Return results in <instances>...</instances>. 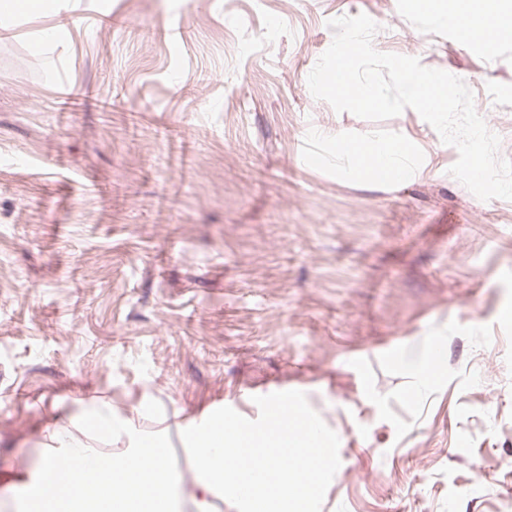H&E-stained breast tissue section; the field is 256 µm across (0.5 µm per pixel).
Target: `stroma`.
I'll use <instances>...</instances> for the list:
<instances>
[{
    "mask_svg": "<svg viewBox=\"0 0 512 512\" xmlns=\"http://www.w3.org/2000/svg\"><path fill=\"white\" fill-rule=\"evenodd\" d=\"M64 3L61 45L27 40L54 16L0 31V474L62 409L150 395L230 423L285 393L335 438L313 512H512V201L451 176L415 110L362 119L307 84L328 20L367 14L378 51L461 78L512 159V39L411 0ZM336 135L428 159L370 186ZM435 339L420 389L401 364Z\"/></svg>",
    "mask_w": 512,
    "mask_h": 512,
    "instance_id": "35a3bbf8",
    "label": "stroma"
}]
</instances>
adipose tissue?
Segmentation results:
<instances>
[{"label":"adipose tissue","mask_w":512,"mask_h":512,"mask_svg":"<svg viewBox=\"0 0 512 512\" xmlns=\"http://www.w3.org/2000/svg\"><path fill=\"white\" fill-rule=\"evenodd\" d=\"M428 14L452 22L466 38L495 45L512 36V0H415ZM360 180L379 184L378 169L412 175L418 153L403 137L384 141H336ZM148 396L123 413L109 408L93 419L58 414L43 430L48 452L34 480L41 512H173L164 490L172 481L170 452L160 438L134 433L132 415H151ZM277 419H241L232 424L208 418L194 426L159 416L161 431L178 429L192 448L194 512H216L215 503L233 492L245 512H311V493L326 477L331 437L317 420L288 399ZM130 442L131 452L112 456L99 443Z\"/></svg>","instance_id":"1"}]
</instances>
